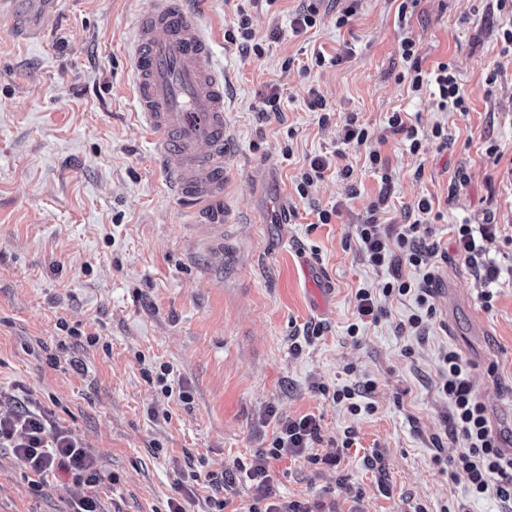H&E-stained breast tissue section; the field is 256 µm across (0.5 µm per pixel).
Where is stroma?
Returning a JSON list of instances; mask_svg holds the SVG:
<instances>
[{"mask_svg":"<svg viewBox=\"0 0 512 512\" xmlns=\"http://www.w3.org/2000/svg\"><path fill=\"white\" fill-rule=\"evenodd\" d=\"M191 2L224 69L220 259L200 245L134 116L135 34L153 0H58L37 36L22 29L24 0H0V414L32 392L94 457L102 512H168L171 498L208 512L213 496L250 505L238 462L269 446L280 418L303 415L318 438L309 457L272 461L281 498L336 512H498L493 496L465 497L463 470H442L465 445L449 437L439 386L445 353L458 352L512 448V12L496 0H420L401 21L395 0H360L339 29L335 0ZM311 4L316 26L293 32ZM241 10L262 55L228 37ZM405 36L422 71L455 69L466 111L411 93ZM273 89L277 113L263 104ZM315 93L335 110L324 126ZM395 111L423 155L390 129ZM349 117L370 145L343 146ZM374 147L383 169L368 161ZM339 149L351 177L333 168L299 194L302 168ZM385 174L383 223L423 219L442 253L433 285L453 281L461 295L450 311L431 295L436 312L418 333L405 328L423 311L413 292L377 295L378 320L356 321L357 290L387 276L357 236ZM464 223L496 227L473 262L454 242ZM490 261L500 274L487 300L478 269ZM307 263L322 273L321 293L305 284ZM162 368L169 395L152 380ZM365 381L367 408L335 401ZM340 449V466L324 464ZM83 492L66 477L32 486L0 447V512H71Z\"/></svg>","mask_w":512,"mask_h":512,"instance_id":"35a3bbf8","label":"stroma"}]
</instances>
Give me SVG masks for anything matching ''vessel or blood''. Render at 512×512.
Segmentation results:
<instances>
[{
	"label": "vessel or blood",
	"instance_id": "b4317fda",
	"mask_svg": "<svg viewBox=\"0 0 512 512\" xmlns=\"http://www.w3.org/2000/svg\"><path fill=\"white\" fill-rule=\"evenodd\" d=\"M57 0H30L29 33ZM134 57L137 110L155 135L173 194L194 215L206 251L223 254L224 73L187 0H155L139 24Z\"/></svg>",
	"mask_w": 512,
	"mask_h": 512
}]
</instances>
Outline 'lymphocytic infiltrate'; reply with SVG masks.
<instances>
[{
    "label": "lymphocytic infiltrate",
    "mask_w": 512,
    "mask_h": 512,
    "mask_svg": "<svg viewBox=\"0 0 512 512\" xmlns=\"http://www.w3.org/2000/svg\"><path fill=\"white\" fill-rule=\"evenodd\" d=\"M398 51L412 73V92H420L423 87L433 84L438 88L441 109H464L465 99L449 64H438L433 72L425 74L420 69L412 40L402 39ZM385 203V197H378L364 224L357 227L367 261L388 272V279L379 291L358 289L356 315L361 321L377 320V294L404 295L414 289L424 293L434 279L432 259L439 252L438 245L426 242L420 222L381 223L378 215ZM406 263L423 268L419 283L403 280L400 268ZM444 361L446 369L441 391L448 400L451 437L466 445L456 463L468 475L467 492L474 497L493 495L512 512V458L503 453L485 407L473 392L460 356L451 351ZM317 431L318 424L313 416L282 419L270 448L256 452L250 463L239 464V472L254 491L247 512H313L309 503L274 498L270 463L287 456L304 457L316 439ZM0 447L12 449L15 457L38 481L61 472L71 474L76 483L89 487L99 481L93 457L32 397L17 399L12 411L0 416Z\"/></svg>",
    "instance_id": "f902f5d3"
}]
</instances>
